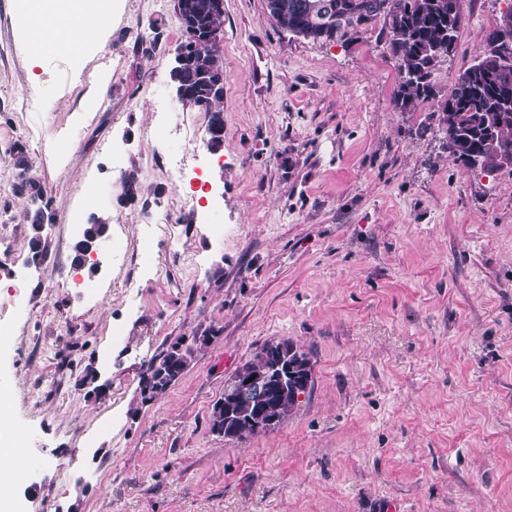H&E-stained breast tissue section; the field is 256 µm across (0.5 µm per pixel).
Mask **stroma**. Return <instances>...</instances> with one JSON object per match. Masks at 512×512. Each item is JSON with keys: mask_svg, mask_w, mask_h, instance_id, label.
I'll use <instances>...</instances> for the list:
<instances>
[{"mask_svg": "<svg viewBox=\"0 0 512 512\" xmlns=\"http://www.w3.org/2000/svg\"><path fill=\"white\" fill-rule=\"evenodd\" d=\"M505 0H464L453 87ZM224 143L170 78L174 0H119L102 45L31 66L21 0H0V383L26 473L16 512H512V166L467 172L431 104L396 108V60L280 31L224 0ZM25 155L28 170L15 165ZM139 182L123 194L125 176ZM35 178L41 203L15 193ZM48 217L45 254L29 211ZM108 231L96 293L78 225ZM307 352L288 420L241 441L209 425L264 344ZM188 368L155 398L142 372ZM108 224L101 220H94L91 224H86L83 230L82 238L74 245L73 264L77 268H82L85 260L88 258L86 253L95 249L99 239L107 232ZM193 353L192 348H183L177 342L149 360L143 373L142 394L151 399L167 391L187 368Z\"/></svg>", "mask_w": 512, "mask_h": 512, "instance_id": "stroma-1", "label": "stroma"}]
</instances>
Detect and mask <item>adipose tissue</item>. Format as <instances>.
I'll use <instances>...</instances> for the list:
<instances>
[{
  "instance_id": "adipose-tissue-1",
  "label": "adipose tissue",
  "mask_w": 512,
  "mask_h": 512,
  "mask_svg": "<svg viewBox=\"0 0 512 512\" xmlns=\"http://www.w3.org/2000/svg\"><path fill=\"white\" fill-rule=\"evenodd\" d=\"M114 0H25V32L39 51L76 54L99 40Z\"/></svg>"
}]
</instances>
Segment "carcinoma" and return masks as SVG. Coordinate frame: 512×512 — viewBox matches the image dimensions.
Wrapping results in <instances>:
<instances>
[{"instance_id":"obj_1","label":"carcinoma","mask_w":512,"mask_h":512,"mask_svg":"<svg viewBox=\"0 0 512 512\" xmlns=\"http://www.w3.org/2000/svg\"><path fill=\"white\" fill-rule=\"evenodd\" d=\"M215 0H176L185 39L201 41L210 30L223 24L224 9L214 8ZM267 9L283 32L313 41H340L351 44L361 38L373 23L383 22L386 49L397 60L399 82L396 106L414 112L422 104L437 102L430 118L444 134V150L456 164L466 169L492 174L501 168L500 156L512 152V24L499 20L488 30L476 61L459 74L447 95L431 84L432 70L440 63L448 46L455 44L463 15V0H267ZM178 100L184 106L199 107L209 113L208 145L218 148L224 140V120L213 105L224 97V90H213V81L224 78L222 51L200 47L184 60H175L170 72ZM476 156L485 160L477 166ZM43 216L36 212L30 223L29 246L36 256L45 252L42 238ZM108 224L95 220L86 225L74 245L73 264L81 268L86 253L96 248ZM194 350L177 342L153 357L143 373L142 394L154 398L180 377ZM288 367V386L272 380L268 392L246 412L239 406L213 405L210 429L224 437L242 440L267 431L255 430V413L275 409L276 424L284 423L306 393L311 376V359L284 340L265 344L238 372L242 376L261 364Z\"/></svg>"}]
</instances>
